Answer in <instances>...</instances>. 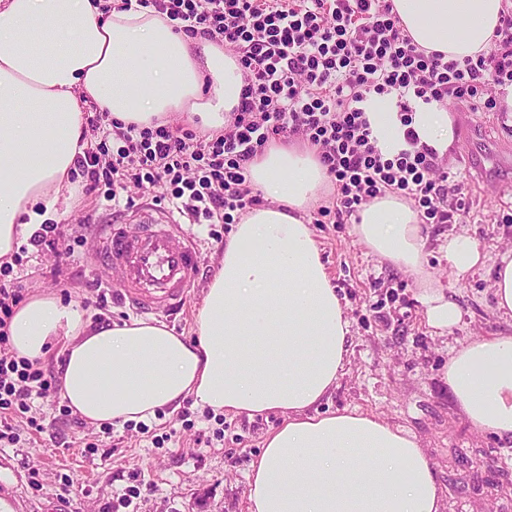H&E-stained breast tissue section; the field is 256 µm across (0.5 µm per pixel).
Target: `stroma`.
<instances>
[{"label":"stroma","instance_id":"obj_1","mask_svg":"<svg viewBox=\"0 0 512 512\" xmlns=\"http://www.w3.org/2000/svg\"><path fill=\"white\" fill-rule=\"evenodd\" d=\"M444 108L457 135L480 122L479 143L512 154V129L497 113L474 114L448 100ZM512 180V168L487 180H461L469 212L446 224H429L425 268L447 288L462 319L452 333L430 328L419 285L410 274L379 261L356 242L347 224L307 220L333 287L350 321L351 353L345 374L318 405L320 413L376 414L414 436L427 452L441 489L442 512H512V442L477 432L448 389L445 368L456 342L512 334V319L495 308L488 265L466 277L449 268V234L468 231L489 262L512 249V195L497 185ZM110 208L96 196L71 200L61 216L81 238L72 256L50 247H28L13 262L7 280L20 281L23 296L55 294L83 302L91 282L111 293L117 276L90 264L87 244L93 224ZM205 263L186 290L179 313L156 318L174 333L194 337L195 313L214 264L234 225L197 224ZM61 395L34 400L28 413L11 417L18 442H0V491L11 492L21 512H247V474L280 415L248 416L183 402L162 409L147 423L94 426L62 415Z\"/></svg>","mask_w":512,"mask_h":512}]
</instances>
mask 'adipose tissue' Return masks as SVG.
Listing matches in <instances>:
<instances>
[{"label": "adipose tissue", "mask_w": 512, "mask_h": 512, "mask_svg": "<svg viewBox=\"0 0 512 512\" xmlns=\"http://www.w3.org/2000/svg\"><path fill=\"white\" fill-rule=\"evenodd\" d=\"M413 44L461 61L487 51L512 0H391ZM103 0H0V265L25 229L59 218L72 196L85 116L99 110L142 127L198 116L222 131L240 103L238 58L211 40L174 33L152 8L103 12ZM371 138L388 157L406 149L397 97L362 104ZM421 143L445 153L454 123L437 103L412 104ZM274 207L250 210L224 247L195 315L196 341L159 321L93 326L77 304L37 293L6 331L18 359L42 360L61 342L60 394L85 421L121 425L185 398L215 413L274 412L247 476L248 512H441V492L419 442L380 417L314 413L349 357V322L305 212L330 191L317 153L272 145L249 165ZM352 235L416 276L429 326L454 328L461 311L424 267L425 238L399 197L374 199ZM460 276L483 266L478 241L449 235ZM445 376L478 431L512 441V335L454 349Z\"/></svg>", "instance_id": "1"}]
</instances>
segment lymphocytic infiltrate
Listing matches in <instances>:
<instances>
[{"mask_svg":"<svg viewBox=\"0 0 512 512\" xmlns=\"http://www.w3.org/2000/svg\"><path fill=\"white\" fill-rule=\"evenodd\" d=\"M169 20L175 32L204 36L235 50L243 71L240 103L224 132L166 125L141 127L87 117L103 137L77 157L83 194L120 204L129 185L151 188L153 205L193 224H237L262 198L248 165L270 142L296 137L318 152L335 186L321 216L356 220L362 206L394 194L421 223L445 224L465 205L459 182L432 147L406 130L407 147L391 158L372 143L360 104L370 94L396 93L410 103L455 99L468 111L491 112L492 87H512V12L488 51L463 61L425 53L404 33L390 0H137ZM116 150H109L108 140ZM21 299L0 282V412H26L32 396L57 388L54 369L5 350V327Z\"/></svg>","mask_w":512,"mask_h":512,"instance_id":"f902f5d3","label":"lymphocytic infiltrate"}]
</instances>
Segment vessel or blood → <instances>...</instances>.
Masks as SVG:
<instances>
[{
	"instance_id": "b4317fda",
	"label": "vessel or blood",
	"mask_w": 512,
	"mask_h": 512,
	"mask_svg": "<svg viewBox=\"0 0 512 512\" xmlns=\"http://www.w3.org/2000/svg\"><path fill=\"white\" fill-rule=\"evenodd\" d=\"M478 126H470L463 139L460 158L465 167L487 172L512 166V158L498 151L475 152L472 144ZM135 233H127L119 223L109 224L99 233L93 260L119 272L113 293L138 313L152 315L158 310L183 305L185 291L200 270V254L193 236L168 211L148 208L140 215Z\"/></svg>"
}]
</instances>
